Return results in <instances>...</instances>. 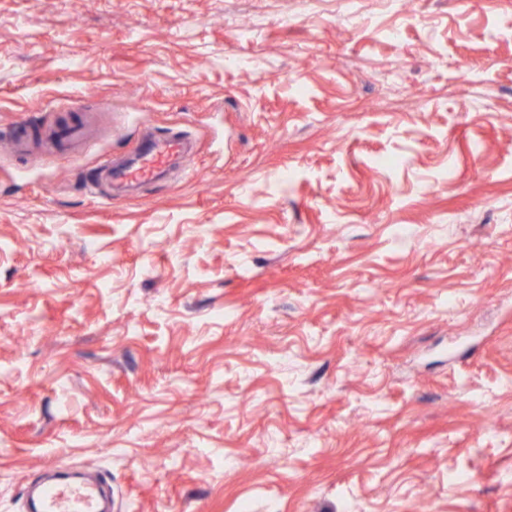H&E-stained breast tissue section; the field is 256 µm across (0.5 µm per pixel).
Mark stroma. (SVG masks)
Listing matches in <instances>:
<instances>
[{
  "mask_svg": "<svg viewBox=\"0 0 512 512\" xmlns=\"http://www.w3.org/2000/svg\"><path fill=\"white\" fill-rule=\"evenodd\" d=\"M75 107L0 152V512H512V0H0V134ZM35 133L31 136L32 132ZM85 135L83 116L77 121L57 126H40L32 129L19 125L1 140V150L9 154L26 153L35 142L53 145L58 148L76 149ZM187 138L178 131L152 133L150 138L135 150L141 155V161L132 167H116L113 162H106L105 168L112 177V183L145 184L152 181L167 161L174 156L190 161L187 154ZM103 485L94 478L81 482L59 480L45 485L32 512H110Z\"/></svg>",
  "mask_w": 512,
  "mask_h": 512,
  "instance_id": "35a3bbf8",
  "label": "stroma"
}]
</instances>
